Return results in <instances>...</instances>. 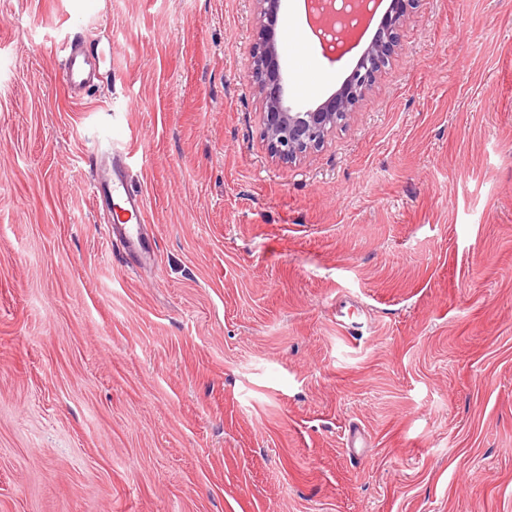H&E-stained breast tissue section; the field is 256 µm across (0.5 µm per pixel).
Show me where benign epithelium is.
<instances>
[{
	"label": "benign epithelium",
	"instance_id": "1",
	"mask_svg": "<svg viewBox=\"0 0 512 512\" xmlns=\"http://www.w3.org/2000/svg\"><path fill=\"white\" fill-rule=\"evenodd\" d=\"M421 0H391L371 42L342 86L314 108L296 110L288 104V85L282 74L276 43L281 0H256L258 20L251 62L244 80L262 103V137L269 157L295 163L320 149L328 135L345 125L371 93L379 73L395 55L399 31ZM376 0H352L350 11L336 8V0H305L315 21L314 35L322 55L339 60L358 40Z\"/></svg>",
	"mask_w": 512,
	"mask_h": 512
}]
</instances>
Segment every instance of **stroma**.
I'll list each match as a JSON object with an SVG mask.
<instances>
[{"label":"stroma","mask_w":512,"mask_h":512,"mask_svg":"<svg viewBox=\"0 0 512 512\" xmlns=\"http://www.w3.org/2000/svg\"><path fill=\"white\" fill-rule=\"evenodd\" d=\"M256 23L0 0V512H512V0H422L293 164L242 79ZM279 55L298 109L361 52L310 41L311 95ZM119 143L147 255L90 193ZM63 49L67 52L63 82L68 90L76 95L86 87L89 81L88 62L80 51L79 45L63 44Z\"/></svg>","instance_id":"1"}]
</instances>
